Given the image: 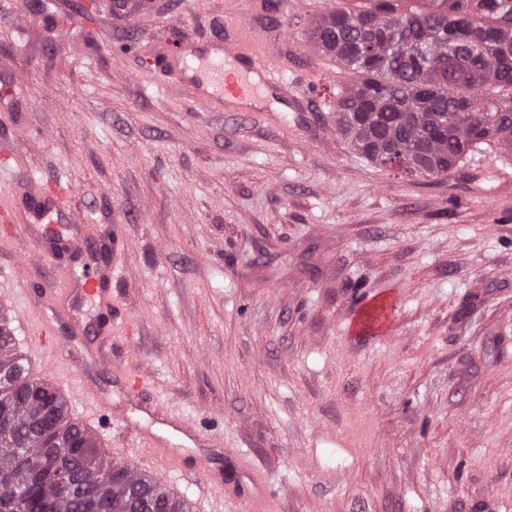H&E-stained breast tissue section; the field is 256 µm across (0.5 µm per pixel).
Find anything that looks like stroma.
I'll use <instances>...</instances> for the list:
<instances>
[{"label": "stroma", "mask_w": 512, "mask_h": 512, "mask_svg": "<svg viewBox=\"0 0 512 512\" xmlns=\"http://www.w3.org/2000/svg\"><path fill=\"white\" fill-rule=\"evenodd\" d=\"M0 0V211L29 175L61 186L111 303V372L93 385L122 418L141 400L246 451L279 512H512V151L426 178L361 157L336 128L348 77L309 41L336 0ZM275 26L297 107L261 90L244 112L194 109L153 48L208 49L225 25ZM42 228L0 220V293L36 296L78 272L13 274ZM120 234L110 261L95 248ZM387 304L384 323L366 311ZM193 512H244L172 472Z\"/></svg>", "instance_id": "stroma-1"}]
</instances>
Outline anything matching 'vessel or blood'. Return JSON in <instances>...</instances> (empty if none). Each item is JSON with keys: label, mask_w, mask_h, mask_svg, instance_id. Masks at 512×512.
Here are the masks:
<instances>
[{"label": "vessel or blood", "mask_w": 512, "mask_h": 512, "mask_svg": "<svg viewBox=\"0 0 512 512\" xmlns=\"http://www.w3.org/2000/svg\"><path fill=\"white\" fill-rule=\"evenodd\" d=\"M216 43L217 52L207 56L202 55L197 48L189 46L180 57L170 58L158 52L155 53L154 60L158 68L191 88L194 106L203 111L212 108L208 92L212 85L223 90L226 100L232 103L248 99L265 87L271 88L282 104L295 102L296 95L291 86L277 76L273 65V52L267 42L261 40L249 47L241 37L227 34L217 37ZM53 213L71 224L78 221L74 213L66 210L52 197L33 193L27 197L24 209L14 211L12 219L17 223H28L44 220ZM58 245L78 258L83 257L86 251V241L79 236L63 242L50 237L44 238L42 247L30 252L16 265L15 276L21 280L30 279L53 257L54 248ZM102 281V275L83 272L75 278L74 293L86 301L103 299ZM55 296V289L49 288L37 298V307L44 311L38 323H31L29 309L19 307L15 310L18 326L31 330V354L28 358L30 366L52 368L54 358L59 356L79 362L88 369L111 365V356L104 352L84 353L75 348V341L88 334L89 327L81 317L71 314L70 311L57 309ZM67 391L72 399L88 401L89 406L85 411L86 426L97 437H104L101 417L107 406L98 393L85 384L78 387L68 386ZM143 411L151 415L156 424L167 427L172 432L171 437L167 438L157 433L139 431V423L135 419L126 421L130 431L139 432L141 448L152 459L160 462L162 469L180 468L183 453L181 439L194 441L200 448L196 476L212 488L223 490L222 475L209 466V455L217 448L218 443L202 437L196 420L172 416L167 408L156 403L145 405ZM239 474L250 486L249 491L242 496L248 512H272L273 499L266 491L265 480L251 472L244 462L239 465Z\"/></svg>", "instance_id": "1"}]
</instances>
